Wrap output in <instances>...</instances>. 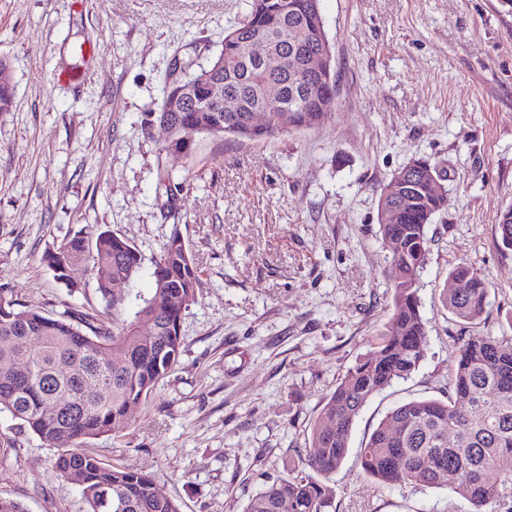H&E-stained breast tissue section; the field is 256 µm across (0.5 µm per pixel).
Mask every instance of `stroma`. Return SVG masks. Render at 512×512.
<instances>
[{"instance_id": "obj_1", "label": "stroma", "mask_w": 512, "mask_h": 512, "mask_svg": "<svg viewBox=\"0 0 512 512\" xmlns=\"http://www.w3.org/2000/svg\"><path fill=\"white\" fill-rule=\"evenodd\" d=\"M248 0H0V54L14 102L0 112V293L52 315H112L100 273L58 283L45 256L107 230L144 262L179 232L199 275L181 321L183 351L122 435L90 439L109 463L148 473L182 512H242L286 474L346 370L381 336L394 270L377 221L395 172L423 158L447 206L427 226L416 272L425 358L374 396L327 483L326 512H468L445 488L380 487L366 440L396 404L442 398L468 326L444 307L464 262L491 288L480 324L512 336V249L495 230L512 204V6L504 0H321L336 104L311 129L262 140L199 137L193 159L164 151L153 122L174 59L205 62ZM84 77L61 83L57 70ZM194 173L175 204L157 169ZM0 496L27 512H87L56 477L52 448L0 414Z\"/></svg>"}]
</instances>
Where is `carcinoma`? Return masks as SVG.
Returning <instances> with one entry per match:
<instances>
[{
	"instance_id": "cac0c4a2",
	"label": "carcinoma",
	"mask_w": 512,
	"mask_h": 512,
	"mask_svg": "<svg viewBox=\"0 0 512 512\" xmlns=\"http://www.w3.org/2000/svg\"><path fill=\"white\" fill-rule=\"evenodd\" d=\"M312 0H250L249 10L224 36L207 64L182 76L190 106L169 112L179 87L165 78L163 103L155 113L171 135L164 149L194 156L202 135L230 134L250 140L286 133L281 113L265 112L264 125L251 129L250 110L272 96L294 110L298 126L312 121L319 98L296 92L288 68L268 71L246 54V43L269 40L286 58L297 47L319 48L312 39L307 13ZM233 91L240 112L204 107L213 84ZM10 66L0 55V112L12 107ZM187 176L161 168L158 189L166 197L183 191ZM447 204L430 188L401 224H380L382 240L394 265L393 295L386 331L340 379L309 426L310 451L287 475L266 481L243 512H325L323 480L341 467L349 453L353 426L365 404L377 393L416 371L425 358L427 330L420 313L415 273L428 253L427 225ZM501 243L512 248V204L498 216ZM55 277L71 292L80 285L65 269L91 262L112 265V282L98 283L112 304V321L68 311L58 317L0 296V412L18 427L57 449L53 468L60 479L81 489L88 512H181L179 503L158 493L150 475L108 464L87 448L88 440L128 428L129 406L144 402L176 365L182 351L180 324L195 299L199 275L192 255L173 232L153 261L154 288L141 299L133 316L123 315L124 287L142 266V256L129 242L108 231L94 242L75 235L46 256ZM449 277L460 283L447 291L443 304L456 319L472 326L461 338L452 366V387L443 399H412L393 408L372 432L360 461L364 472L381 487L447 488L470 505L469 512H512V467L503 469V454H512V338L484 336L477 330L487 308L488 282L465 263ZM169 295L180 306L157 310ZM453 431L448 443L443 435Z\"/></svg>"
}]
</instances>
